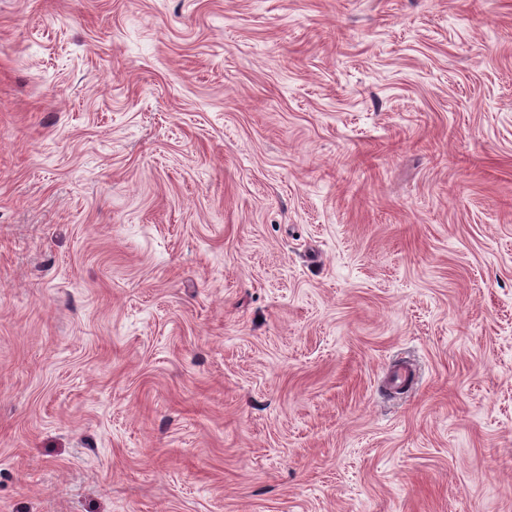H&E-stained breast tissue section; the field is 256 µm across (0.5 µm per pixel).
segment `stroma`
Here are the masks:
<instances>
[{
	"label": "stroma",
	"mask_w": 512,
	"mask_h": 512,
	"mask_svg": "<svg viewBox=\"0 0 512 512\" xmlns=\"http://www.w3.org/2000/svg\"><path fill=\"white\" fill-rule=\"evenodd\" d=\"M0 512H512V0H0Z\"/></svg>",
	"instance_id": "stroma-1"
}]
</instances>
